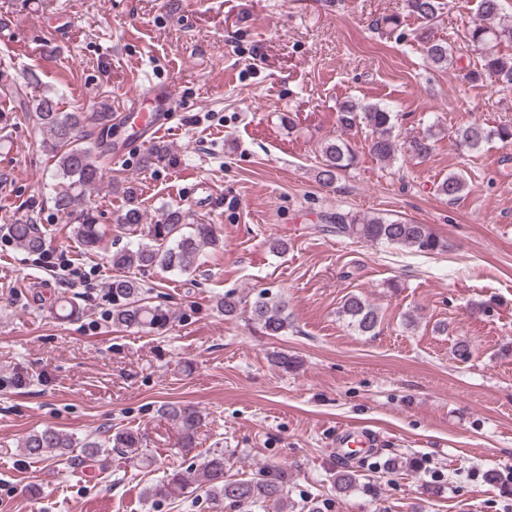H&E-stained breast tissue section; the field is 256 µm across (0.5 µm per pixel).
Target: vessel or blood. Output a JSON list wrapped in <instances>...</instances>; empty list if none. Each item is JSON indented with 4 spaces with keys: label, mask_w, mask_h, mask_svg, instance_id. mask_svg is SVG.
<instances>
[{
    "label": "vessel or blood",
    "mask_w": 512,
    "mask_h": 512,
    "mask_svg": "<svg viewBox=\"0 0 512 512\" xmlns=\"http://www.w3.org/2000/svg\"><path fill=\"white\" fill-rule=\"evenodd\" d=\"M173 99V91L167 86L154 85L145 91L133 94L130 107L114 117L115 124L126 126L129 135L123 142L114 145L113 159H122L131 150L147 146L152 142L166 124L163 109ZM147 101L154 103V111H144L143 104ZM378 443V438L366 430L347 431L340 434L337 439L338 456L345 459L350 457L356 449L374 448Z\"/></svg>",
    "instance_id": "1"
}]
</instances>
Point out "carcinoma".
I'll return each mask as SVG.
<instances>
[{
  "mask_svg": "<svg viewBox=\"0 0 512 512\" xmlns=\"http://www.w3.org/2000/svg\"><path fill=\"white\" fill-rule=\"evenodd\" d=\"M408 11L416 16L424 29L429 30L443 10L441 0H405ZM468 42L481 49L480 69L477 76L487 75L505 83H512V56L501 53V48L512 46V21L503 18V0H480L479 17L469 28ZM429 62L437 69L446 70L454 64V48L443 40L428 35L422 37ZM34 122L42 134L43 147L56 162L61 185L54 191L55 209L63 214L72 212L82 201L85 192L96 187L104 178L102 167L93 156L94 149L86 143L88 130L104 128L112 122V112L106 105L86 112H66L53 96L45 95L34 103ZM341 127L351 129L363 124L372 133L369 152L379 161H390L398 152L393 135V115L386 106L362 105L346 101L338 113ZM458 143L468 149L497 137L512 138V129L472 123L458 129ZM435 132L431 129L412 137L406 149L416 158L427 157L433 149ZM175 156L163 144H154L145 156L150 164H172ZM355 162V155L344 141L337 139L323 149V164L318 171L319 180L334 181L338 174ZM466 188L459 174H451L437 186V193L450 200ZM336 225L339 233L354 235L368 242H384L413 248L427 253L445 247L426 224H415L383 216L359 217L336 214L326 218ZM123 228L136 230L143 225V213L135 205L128 206L117 218ZM184 215L179 209L166 210L160 219L146 225V241L134 248H123L111 255L112 266L117 269L159 267L180 274L195 270L201 248L216 242L210 224H197L193 231L184 232ZM16 244L31 254H41L45 238L36 224H14L10 228ZM72 235L88 251L101 248L103 235L94 217L86 212L80 223L72 225ZM112 325L127 329H147L160 332L174 321L170 308L155 304L148 297V289L136 279L119 277L112 280ZM343 312L362 334H373L379 325V313L357 296L348 297ZM250 319L267 336H279L287 328L283 305L263 295L250 308ZM161 416L176 425L180 445L192 448L198 429L202 425L199 411L191 407L168 403L160 407ZM142 436L132 430L118 431L102 440L89 436L79 440L71 434L51 427L36 430L21 443L25 455L37 461H50L66 454H74L77 465L86 466L112 453L125 456L139 465H151L150 456L143 453ZM288 470L282 467L262 466L249 479H235L226 475L224 451L215 450L193 472L174 471L165 479L144 490L148 500L172 498L195 487L208 498L214 512L235 507L241 512H261L268 503L282 504L288 498ZM336 490L347 494L359 487L357 471L345 467L336 473Z\"/></svg>",
  "mask_w": 512,
  "mask_h": 512,
  "instance_id": "1",
  "label": "carcinoma"
}]
</instances>
